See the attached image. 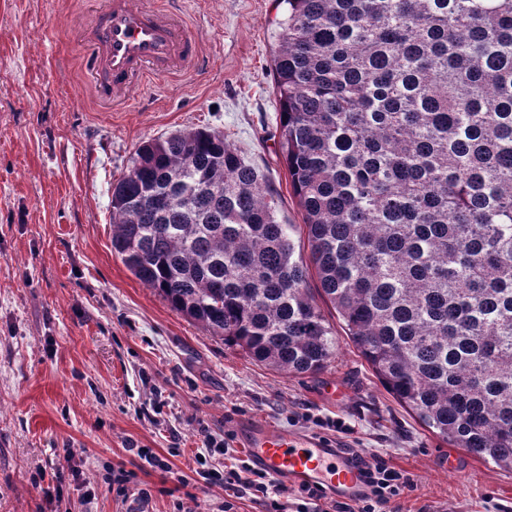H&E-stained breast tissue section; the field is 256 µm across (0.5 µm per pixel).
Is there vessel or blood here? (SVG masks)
I'll return each mask as SVG.
<instances>
[{
    "label": "vessel or blood",
    "mask_w": 512,
    "mask_h": 512,
    "mask_svg": "<svg viewBox=\"0 0 512 512\" xmlns=\"http://www.w3.org/2000/svg\"><path fill=\"white\" fill-rule=\"evenodd\" d=\"M181 4L182 0H105L94 26L82 35L98 97L124 105L134 83L204 69L200 42L179 16ZM240 433L253 466L274 479L318 486L347 501L358 500L365 490L354 460L318 438L295 436L251 420L241 424Z\"/></svg>",
    "instance_id": "1"
}]
</instances>
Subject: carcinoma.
Instances as JSON below:
<instances>
[{"mask_svg": "<svg viewBox=\"0 0 512 512\" xmlns=\"http://www.w3.org/2000/svg\"><path fill=\"white\" fill-rule=\"evenodd\" d=\"M279 149L308 261L265 177L207 128L143 142L112 249L252 361L317 373L336 333L433 434L512 470V0H279Z\"/></svg>", "mask_w": 512, "mask_h": 512, "instance_id": "obj_1", "label": "carcinoma"}]
</instances>
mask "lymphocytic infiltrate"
Instances as JSON below:
<instances>
[{
	"label": "lymphocytic infiltrate",
	"mask_w": 512,
	"mask_h": 512,
	"mask_svg": "<svg viewBox=\"0 0 512 512\" xmlns=\"http://www.w3.org/2000/svg\"><path fill=\"white\" fill-rule=\"evenodd\" d=\"M351 454L360 467L366 491L357 504L337 501L318 487L291 486L251 467L248 460L208 472V484L224 490V512H238V503L251 498L261 512H384L415 487L412 475L396 468L382 455L362 448Z\"/></svg>",
	"instance_id": "f902f5d3"
}]
</instances>
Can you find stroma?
Listing matches in <instances>:
<instances>
[{"instance_id":"obj_1","label":"stroma","mask_w":512,"mask_h":512,"mask_svg":"<svg viewBox=\"0 0 512 512\" xmlns=\"http://www.w3.org/2000/svg\"><path fill=\"white\" fill-rule=\"evenodd\" d=\"M100 0H0V512H220L195 456L199 425L289 426L303 409L343 418L360 447L411 473L401 512H512V471L432 435L380 384L344 332L317 373L256 364L173 311L112 251V186L139 144L207 127L223 133L302 227L279 151L275 0H187L206 68L159 78L106 111L84 74L79 23ZM161 412H154V398ZM144 448L170 471L142 466ZM130 472L127 492L113 473ZM62 485L61 499L46 487Z\"/></svg>"}]
</instances>
